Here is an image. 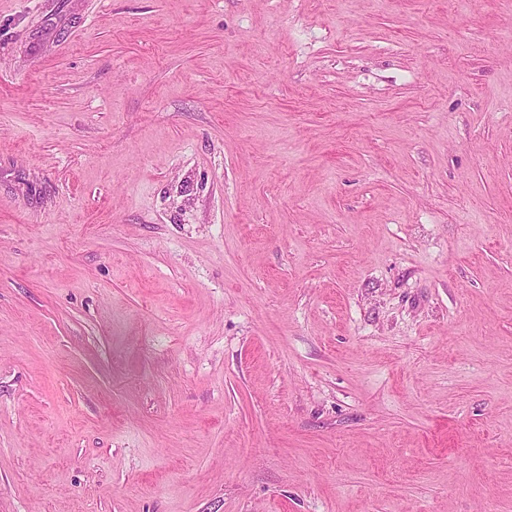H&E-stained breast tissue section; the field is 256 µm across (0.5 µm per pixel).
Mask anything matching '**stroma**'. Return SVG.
I'll use <instances>...</instances> for the list:
<instances>
[{"mask_svg": "<svg viewBox=\"0 0 512 512\" xmlns=\"http://www.w3.org/2000/svg\"><path fill=\"white\" fill-rule=\"evenodd\" d=\"M0 512H512V0H0Z\"/></svg>", "mask_w": 512, "mask_h": 512, "instance_id": "1", "label": "stroma"}]
</instances>
